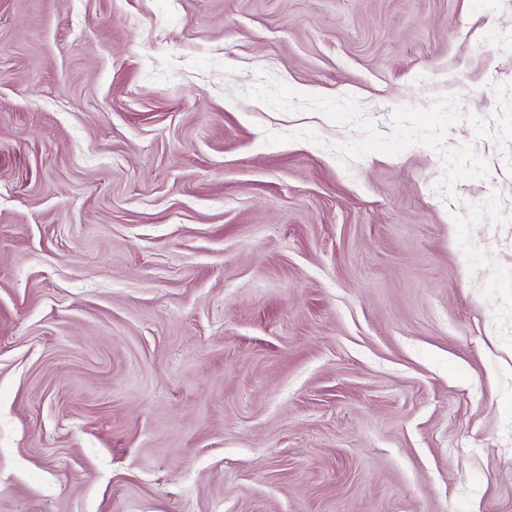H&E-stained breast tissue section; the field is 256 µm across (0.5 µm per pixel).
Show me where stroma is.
<instances>
[{
    "label": "stroma",
    "mask_w": 512,
    "mask_h": 512,
    "mask_svg": "<svg viewBox=\"0 0 512 512\" xmlns=\"http://www.w3.org/2000/svg\"><path fill=\"white\" fill-rule=\"evenodd\" d=\"M0 512H512V0H0Z\"/></svg>",
    "instance_id": "35a3bbf8"
}]
</instances>
